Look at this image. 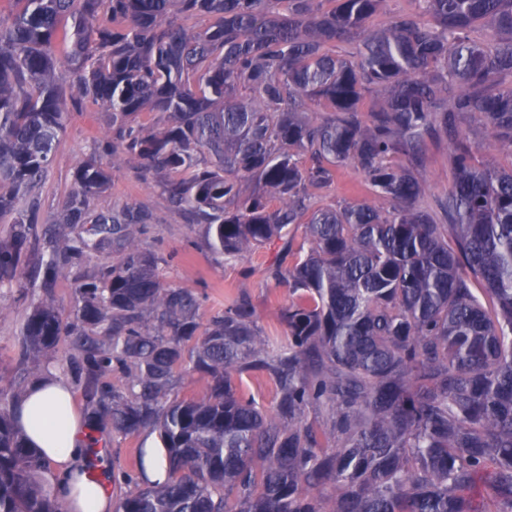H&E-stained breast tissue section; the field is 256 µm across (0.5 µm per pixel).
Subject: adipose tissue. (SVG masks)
Listing matches in <instances>:
<instances>
[{
	"label": "adipose tissue",
	"instance_id": "1",
	"mask_svg": "<svg viewBox=\"0 0 512 512\" xmlns=\"http://www.w3.org/2000/svg\"><path fill=\"white\" fill-rule=\"evenodd\" d=\"M30 444L49 461L45 478L66 512H113L114 500L84 454L87 425L74 405L70 385L55 376L33 381L16 409Z\"/></svg>",
	"mask_w": 512,
	"mask_h": 512
}]
</instances>
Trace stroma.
Wrapping results in <instances>:
<instances>
[{"label": "stroma", "instance_id": "stroma-1", "mask_svg": "<svg viewBox=\"0 0 512 512\" xmlns=\"http://www.w3.org/2000/svg\"><path fill=\"white\" fill-rule=\"evenodd\" d=\"M458 129L477 145L479 160L504 170L512 168V144L485 143L478 119L463 116ZM108 135V114L102 107L89 103L69 114L66 132L56 144L41 189L44 217L50 219L56 215L72 189L76 166L83 160L97 157L111 170L112 183L105 193L92 200V208L120 210L140 205L152 213L154 221L147 225L139 241L144 248L160 256L159 272L167 284L189 288L198 294L200 324H207L230 300L245 297L253 304L259 325L278 343H286L287 328L281 323L279 312L289 301V290L286 285L269 279L267 268L275 262L285 267L295 264L304 243L302 228H290L288 243L284 246L258 249L237 258L216 254L209 246L206 225L187 223L183 213L160 192L154 180L140 178L132 163L123 157L101 151L100 146ZM421 178L426 186V199L447 195L453 182L447 138L427 144ZM314 202L323 208L338 209L361 203L384 211L391 208L351 164L337 168L333 182L316 191ZM29 274V267H21L19 284L0 296V386L6 388L24 390L36 378L35 367L24 359L19 341L31 306L42 300L53 302L65 319L73 299L71 275L59 276L52 288L43 290L22 288L21 282L28 279ZM76 354L73 340L68 337L47 355L45 362L54 367L59 378L71 384L75 405L87 416L96 407L97 398L84 384L75 381L72 362ZM97 436L100 440L97 462L113 496L124 495L133 487L154 485L156 475L166 469L165 450L158 432L145 430L126 436L107 425ZM127 473L133 475V484H125L123 476Z\"/></svg>", "mask_w": 512, "mask_h": 512}]
</instances>
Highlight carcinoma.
I'll use <instances>...</instances> for the list:
<instances>
[{"instance_id": "1", "label": "carcinoma", "mask_w": 512, "mask_h": 512, "mask_svg": "<svg viewBox=\"0 0 512 512\" xmlns=\"http://www.w3.org/2000/svg\"><path fill=\"white\" fill-rule=\"evenodd\" d=\"M15 2L0 16V223L11 225L0 284L23 261L43 273L33 288L73 275L70 320L35 304L23 355L76 337V380L112 428L158 430L167 479L114 512H512V171L479 162L457 127L470 115L512 143V0H412L372 32L385 0ZM196 18L210 23L186 25ZM479 27L495 48L475 40ZM354 42L352 60L332 51ZM88 101L111 114L106 148L207 225L213 251L242 255L303 227L304 259L269 268L291 292L286 348L271 346L244 298L196 337L198 296L166 286L139 244L148 214L90 209L110 182L94 158L75 168L58 220L80 231L28 258L68 109ZM321 102L327 116L314 120ZM142 112L160 119L146 128ZM439 130L455 171L438 203L444 224L420 205ZM348 162L392 211L312 208L310 189ZM245 182L263 191L246 194ZM106 250L112 265L84 275ZM254 369L279 394L272 417L238 390L235 377ZM187 371L209 378L205 397L175 394ZM20 396L0 389V512H63L6 407ZM312 407L327 412L332 443ZM480 480L486 506L472 495Z\"/></svg>"}]
</instances>
